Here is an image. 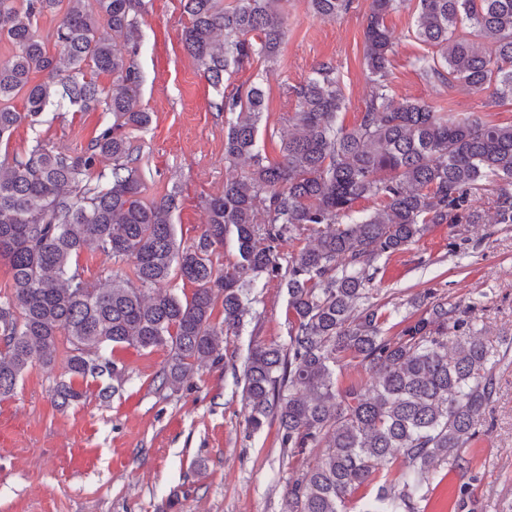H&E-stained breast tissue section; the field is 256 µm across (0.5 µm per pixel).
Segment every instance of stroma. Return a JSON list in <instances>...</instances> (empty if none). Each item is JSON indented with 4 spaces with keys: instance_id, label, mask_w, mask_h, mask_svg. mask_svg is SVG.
<instances>
[{
    "instance_id": "35a3bbf8",
    "label": "stroma",
    "mask_w": 512,
    "mask_h": 512,
    "mask_svg": "<svg viewBox=\"0 0 512 512\" xmlns=\"http://www.w3.org/2000/svg\"><path fill=\"white\" fill-rule=\"evenodd\" d=\"M371 0H352L335 20L317 18L308 0H283L288 33L275 63L256 61L224 76L216 88L187 54L188 22L180 0H139L144 43L136 58L147 128L129 130L141 156L142 197L157 201L178 190L176 238L188 246L203 231L205 202L224 188V91L262 84L266 110L259 131L267 162L281 161V139L296 110L292 86L322 62L332 63L345 98L340 118L358 123L369 93L364 25ZM413 8L386 19L395 36L390 93L421 100L454 117L469 113L512 124V99L492 90L425 80L415 67L431 47L413 34ZM104 107L82 110L48 105L36 126L20 125L0 143V158L35 143L69 155L111 125ZM371 301L416 315L411 301L434 293L467 312L477 335L497 346L496 392L464 467L441 465L420 512H457L459 491L469 512H512V224H434L413 245L367 268ZM256 298L224 357L201 367L177 390L158 376L169 351L117 346L108 357L124 372L87 377V399L57 409L52 395L67 374L66 351L53 369L32 365L16 393L0 401V512H283L290 479L306 469L318 449L283 457L275 428L245 430L244 361L255 345L289 342L288 296L280 279L260 276ZM110 388L101 399L102 388Z\"/></svg>"
}]
</instances>
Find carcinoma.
Here are the masks:
<instances>
[{"instance_id": "1", "label": "carcinoma", "mask_w": 512, "mask_h": 512, "mask_svg": "<svg viewBox=\"0 0 512 512\" xmlns=\"http://www.w3.org/2000/svg\"><path fill=\"white\" fill-rule=\"evenodd\" d=\"M408 0H371L364 29L371 92L357 125L339 121L344 97L335 67L317 65L291 89L297 111L281 142L282 162L264 163L258 144L265 111L259 84L224 96V190L207 201L197 243L177 244L178 191L141 198L140 158L126 128L151 122L141 105L134 57L141 42L136 0H0V140L23 122L36 125L49 104H103L112 125L79 155L41 145L0 161V263L10 291L0 299V401L15 394L34 362L51 367L58 337L69 345V380L54 389L60 409L85 392L74 379L121 370L107 346L166 347L161 386L176 390L203 363L223 356L224 337L239 333L254 280L284 276L287 348L257 345L243 367L247 429L277 425L282 455L326 452L288 482L286 512H343L363 485L375 495L359 512H417L438 468L464 466L462 448L478 438L494 393L497 348L467 333L448 301L421 294L422 309L396 336L384 325L398 308L366 303L364 265L416 242L431 224H512V125L449 118L434 106L389 95L393 38L386 17ZM415 38L435 55L417 59L429 81L512 98V0H414ZM334 19L350 0H309ZM184 42L216 88L224 73L259 58L276 61L288 32L280 0H183ZM54 26L42 38L38 19ZM107 73L100 86L85 74ZM47 73L40 82L32 75ZM23 95L24 111L10 105ZM112 161L106 185L91 184L97 162ZM497 187L487 217L471 194ZM380 207L352 218L361 199ZM233 235L236 262L214 256ZM308 239L282 269L276 244ZM99 252L130 261L134 278H84L73 259ZM176 274L191 296L155 285ZM224 320L213 322L217 300ZM356 363L370 387L336 382V366ZM404 468L391 478L394 459Z\"/></svg>"}]
</instances>
